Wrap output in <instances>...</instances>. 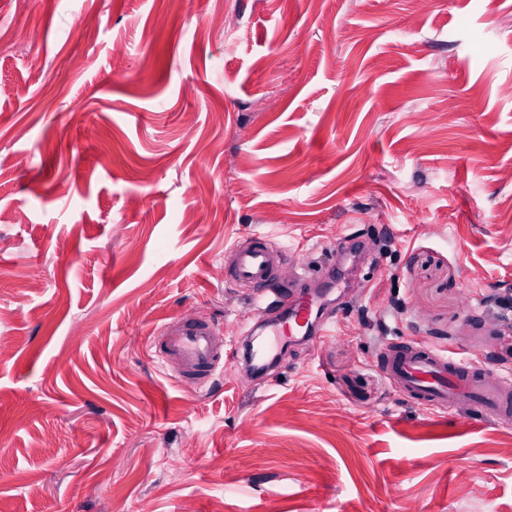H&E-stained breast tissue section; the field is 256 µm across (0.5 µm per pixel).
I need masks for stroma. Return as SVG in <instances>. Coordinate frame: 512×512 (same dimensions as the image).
I'll return each instance as SVG.
<instances>
[{"label": "stroma", "mask_w": 512, "mask_h": 512, "mask_svg": "<svg viewBox=\"0 0 512 512\" xmlns=\"http://www.w3.org/2000/svg\"><path fill=\"white\" fill-rule=\"evenodd\" d=\"M215 2L224 35L180 0H0V512H512V424L379 365L413 338L512 368V0ZM259 233L281 284L367 252L329 335L194 393L149 341L255 324L215 268Z\"/></svg>", "instance_id": "35a3bbf8"}]
</instances>
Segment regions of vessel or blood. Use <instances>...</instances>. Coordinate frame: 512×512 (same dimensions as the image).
Listing matches in <instances>:
<instances>
[{
    "label": "vessel or blood",
    "mask_w": 512,
    "mask_h": 512,
    "mask_svg": "<svg viewBox=\"0 0 512 512\" xmlns=\"http://www.w3.org/2000/svg\"><path fill=\"white\" fill-rule=\"evenodd\" d=\"M268 236L259 235L238 246L224 267L226 281L250 288L256 314L270 316L272 335L282 340L326 335L321 310L331 292L322 285L307 288L305 281L279 286L274 264L283 258ZM150 348L160 366L176 363L179 383L204 390L224 368L223 346L211 323L198 315L163 323ZM385 374L406 397L430 409L447 411L469 404L486 416L512 422V372L498 373L473 361L449 356L446 348L423 341L387 344L380 357Z\"/></svg>",
    "instance_id": "vessel-or-blood-1"
}]
</instances>
